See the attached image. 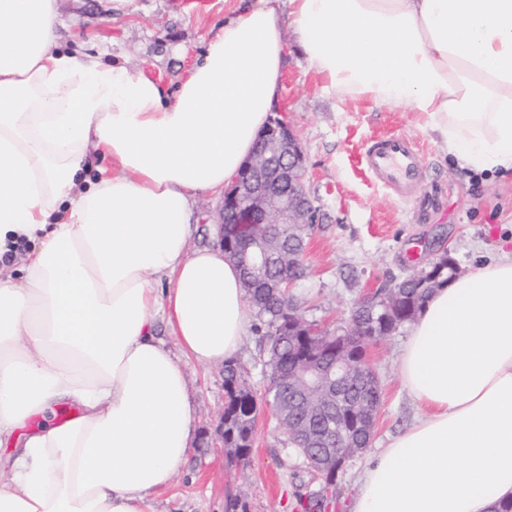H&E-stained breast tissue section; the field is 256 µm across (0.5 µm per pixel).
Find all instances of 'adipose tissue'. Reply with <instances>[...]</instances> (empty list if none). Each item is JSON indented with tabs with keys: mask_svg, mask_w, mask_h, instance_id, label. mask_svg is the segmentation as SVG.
I'll return each mask as SVG.
<instances>
[{
	"mask_svg": "<svg viewBox=\"0 0 512 512\" xmlns=\"http://www.w3.org/2000/svg\"><path fill=\"white\" fill-rule=\"evenodd\" d=\"M60 4L0 0V512H157L196 436L177 359H232L250 321L239 268L190 246L194 199L254 152L285 27L326 91L421 113L445 155L492 173L512 170V0H254L172 93L62 49ZM399 374L423 411L350 512L512 499V251L434 290ZM58 404L79 413L30 428Z\"/></svg>",
	"mask_w": 512,
	"mask_h": 512,
	"instance_id": "adipose-tissue-1",
	"label": "adipose tissue"
}]
</instances>
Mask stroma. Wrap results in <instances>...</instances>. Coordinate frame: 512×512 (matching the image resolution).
<instances>
[{
  "mask_svg": "<svg viewBox=\"0 0 512 512\" xmlns=\"http://www.w3.org/2000/svg\"><path fill=\"white\" fill-rule=\"evenodd\" d=\"M241 0H137V12L110 20L105 0H61L70 46L108 48L175 91L186 68ZM277 107L285 112L307 158V191L318 222L308 243L309 275L295 290L303 318L333 332L357 300L392 287L450 252L462 273L512 251V172L465 173L445 157L417 113L368 100L343 101L322 91L293 31ZM401 134L423 156V180L406 199L375 182L363 154L375 138ZM409 333L371 343L366 354L381 382V409L372 440L385 447L408 426L416 406L401 389L399 355ZM266 354L248 329L235 356L255 392H263ZM194 406L197 440L160 512H304L298 495L319 482L290 447L268 406H261L249 465L224 448L217 428L224 412L223 365L181 359Z\"/></svg>",
  "mask_w": 512,
  "mask_h": 512,
  "instance_id": "35a3bbf8",
  "label": "stroma"
}]
</instances>
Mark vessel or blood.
<instances>
[{"mask_svg": "<svg viewBox=\"0 0 512 512\" xmlns=\"http://www.w3.org/2000/svg\"><path fill=\"white\" fill-rule=\"evenodd\" d=\"M365 164L378 182L402 194L418 182L423 160L419 148L408 138L391 134L368 147Z\"/></svg>", "mask_w": 512, "mask_h": 512, "instance_id": "obj_1", "label": "vessel or blood"}]
</instances>
